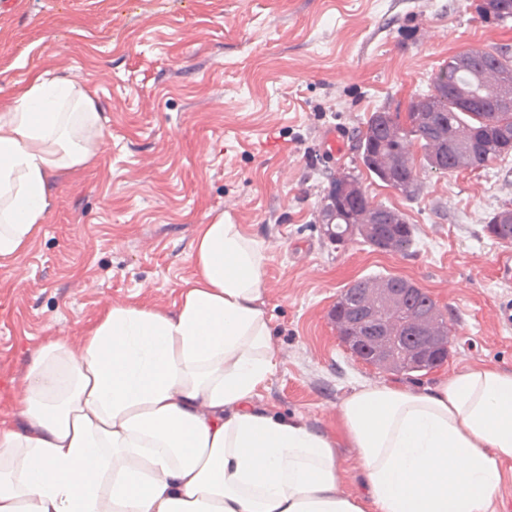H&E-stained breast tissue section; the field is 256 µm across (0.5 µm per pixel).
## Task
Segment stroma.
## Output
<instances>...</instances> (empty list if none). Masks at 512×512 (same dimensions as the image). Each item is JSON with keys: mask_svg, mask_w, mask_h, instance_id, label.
<instances>
[{"mask_svg": "<svg viewBox=\"0 0 512 512\" xmlns=\"http://www.w3.org/2000/svg\"><path fill=\"white\" fill-rule=\"evenodd\" d=\"M512 49V24L485 25L471 0H15L0 6V95L49 71L85 84L106 117L102 150L58 174L26 251L0 262V396L26 386L25 354L79 345L107 308L172 309L193 274L198 225L232 213L266 245L265 308L275 368L256 397L318 432L374 384L426 389L477 364L512 369V329L495 306L512 256L484 232L512 204V155L486 169L421 171L413 201L361 171L352 136L374 109L408 103L448 57ZM253 95L241 101L239 90ZM341 132L328 158L323 137ZM416 229L406 256L338 247L317 210L337 172ZM400 276L453 321L448 359L414 378L352 356L329 313L343 288Z\"/></svg>", "mask_w": 512, "mask_h": 512, "instance_id": "1", "label": "stroma"}]
</instances>
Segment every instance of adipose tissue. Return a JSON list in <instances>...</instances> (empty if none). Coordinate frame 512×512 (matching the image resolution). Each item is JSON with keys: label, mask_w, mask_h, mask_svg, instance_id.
Here are the masks:
<instances>
[{"label": "adipose tissue", "mask_w": 512, "mask_h": 512, "mask_svg": "<svg viewBox=\"0 0 512 512\" xmlns=\"http://www.w3.org/2000/svg\"><path fill=\"white\" fill-rule=\"evenodd\" d=\"M103 121L86 85L46 71L0 98V260L39 235L52 178L95 159ZM192 262L174 310L115 305L80 349L29 350L26 390L0 418V512H493L512 371L367 386L343 401L339 433L314 431L255 402L275 367L263 242L221 213L199 225ZM338 448L339 462L342 467L341 489L344 492H354L358 488V477L356 468V458L353 448H347L343 442Z\"/></svg>", "instance_id": "obj_1"}]
</instances>
